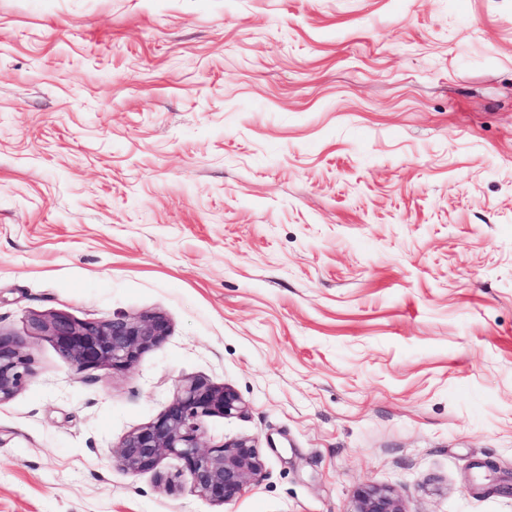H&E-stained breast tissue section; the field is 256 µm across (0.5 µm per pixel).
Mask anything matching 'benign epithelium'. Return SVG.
Masks as SVG:
<instances>
[{
  "label": "benign epithelium",
  "instance_id": "1",
  "mask_svg": "<svg viewBox=\"0 0 512 512\" xmlns=\"http://www.w3.org/2000/svg\"><path fill=\"white\" fill-rule=\"evenodd\" d=\"M28 329L34 336L47 337L60 357L83 373L132 366L142 354L165 341L170 324L156 312L96 321L56 313L30 318ZM32 372L33 360L23 351V341L0 333V403L18 392ZM244 408L232 387L190 380L154 421L123 439L112 453V461L122 470L137 474L156 469L166 456L174 455L184 461L195 492L216 505L231 502L247 485L262 478L264 462L256 442L249 438L205 445L204 422L212 416L240 414ZM350 512L404 510L392 491L368 487L355 494Z\"/></svg>",
  "mask_w": 512,
  "mask_h": 512
}]
</instances>
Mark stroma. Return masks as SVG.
I'll use <instances>...</instances> for the list:
<instances>
[{
	"instance_id": "stroma-1",
	"label": "stroma",
	"mask_w": 512,
	"mask_h": 512,
	"mask_svg": "<svg viewBox=\"0 0 512 512\" xmlns=\"http://www.w3.org/2000/svg\"><path fill=\"white\" fill-rule=\"evenodd\" d=\"M146 312L121 371L28 333ZM0 332V512H512V0H0ZM193 379L224 505L112 462ZM32 372L33 360L23 351V341L0 332V403L18 392ZM349 512H404L400 500L392 491L377 487L359 490Z\"/></svg>"
}]
</instances>
